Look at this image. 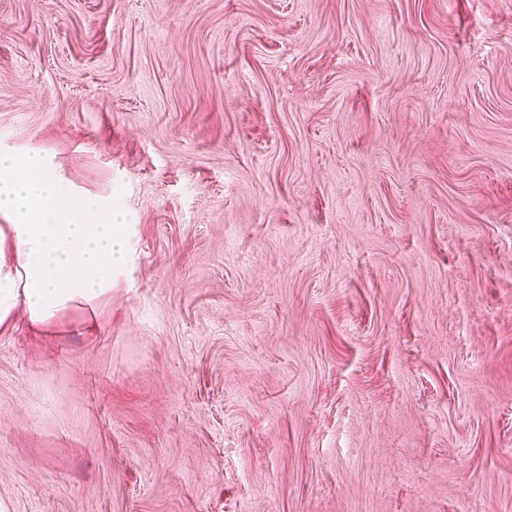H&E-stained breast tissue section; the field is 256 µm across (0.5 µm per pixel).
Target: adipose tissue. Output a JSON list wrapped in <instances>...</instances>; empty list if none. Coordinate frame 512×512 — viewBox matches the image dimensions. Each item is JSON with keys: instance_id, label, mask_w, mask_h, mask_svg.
I'll use <instances>...</instances> for the list:
<instances>
[{"instance_id": "1", "label": "adipose tissue", "mask_w": 512, "mask_h": 512, "mask_svg": "<svg viewBox=\"0 0 512 512\" xmlns=\"http://www.w3.org/2000/svg\"><path fill=\"white\" fill-rule=\"evenodd\" d=\"M0 216V332L19 308L40 329L110 296L132 264L128 215L75 195L42 152H0Z\"/></svg>"}]
</instances>
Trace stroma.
<instances>
[{
  "mask_svg": "<svg viewBox=\"0 0 512 512\" xmlns=\"http://www.w3.org/2000/svg\"><path fill=\"white\" fill-rule=\"evenodd\" d=\"M0 150L135 224L8 512H512V0H0Z\"/></svg>",
  "mask_w": 512,
  "mask_h": 512,
  "instance_id": "35a3bbf8",
  "label": "stroma"
}]
</instances>
